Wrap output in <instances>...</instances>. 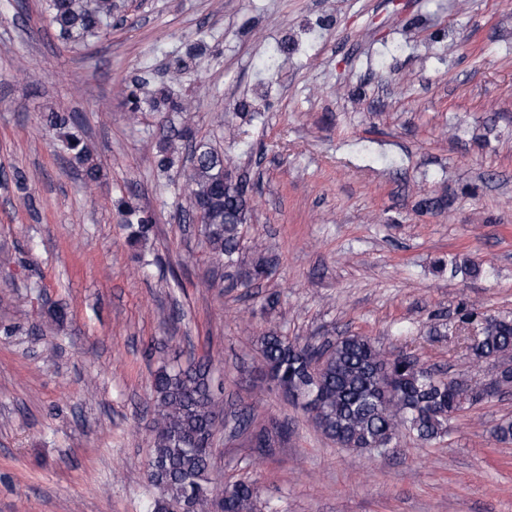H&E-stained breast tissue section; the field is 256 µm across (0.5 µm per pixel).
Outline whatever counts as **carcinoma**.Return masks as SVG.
<instances>
[{"label":"carcinoma","instance_id":"cac0c4a2","mask_svg":"<svg viewBox=\"0 0 512 512\" xmlns=\"http://www.w3.org/2000/svg\"><path fill=\"white\" fill-rule=\"evenodd\" d=\"M116 0H48L50 23L59 39L83 41L99 36L111 26ZM128 109L153 112L186 111L183 100L163 86L145 99L135 83L126 96ZM74 116L49 112L44 124L50 130L66 127ZM62 147L82 166L83 182L90 187L100 178L99 164L75 134L61 139ZM189 150L187 176L190 200L201 212V223L211 250L224 258L231 284L264 277L269 260L260 256L249 268L241 267L239 242L246 201L224 189V156L196 139L189 127L169 126L157 160L167 173ZM125 222L133 226L132 238L146 239L153 219L121 197L116 201ZM461 322L478 330L468 349L477 360L502 361L501 387L512 386V319L489 318L475 309ZM263 364L270 380L283 393L311 387L316 405L308 413L317 429L343 448L385 451L403 434L423 445L448 435L453 417L483 400L473 390L445 379L415 361L385 351L366 336L347 334L327 344L298 345L276 330L260 339ZM153 448L149 481L161 494L152 512H263L254 483L248 480L213 484L210 478L213 436L222 415L213 390L212 360L198 359L186 366L161 367L152 386Z\"/></svg>","mask_w":512,"mask_h":512}]
</instances>
